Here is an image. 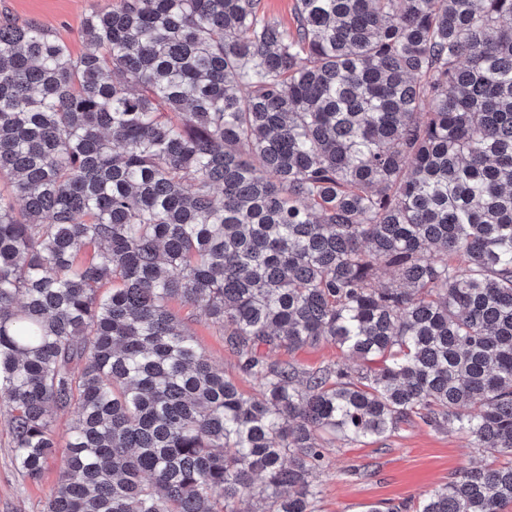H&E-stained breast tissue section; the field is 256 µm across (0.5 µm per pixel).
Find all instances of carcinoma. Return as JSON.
I'll return each mask as SVG.
<instances>
[{"mask_svg":"<svg viewBox=\"0 0 512 512\" xmlns=\"http://www.w3.org/2000/svg\"><path fill=\"white\" fill-rule=\"evenodd\" d=\"M115 0L79 57L0 17V412L44 512H319L418 418L512 504V0ZM387 270L394 279L380 280ZM204 312L246 395L172 304ZM331 343L302 369L262 349ZM295 0H260V9L284 25L293 26V6Z\"/></svg>","mask_w":512,"mask_h":512,"instance_id":"obj_1","label":"carcinoma"}]
</instances>
